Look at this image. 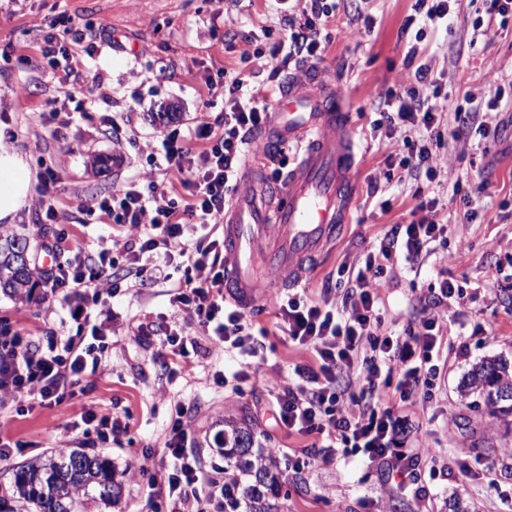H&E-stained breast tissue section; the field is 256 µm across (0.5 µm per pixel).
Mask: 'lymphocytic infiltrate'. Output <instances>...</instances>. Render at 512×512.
<instances>
[{"label": "lymphocytic infiltrate", "mask_w": 512, "mask_h": 512, "mask_svg": "<svg viewBox=\"0 0 512 512\" xmlns=\"http://www.w3.org/2000/svg\"><path fill=\"white\" fill-rule=\"evenodd\" d=\"M338 7V0H304L297 11L287 0H272L281 15L280 29H266L271 39L267 50L241 57L242 63L268 67L266 90H247L242 78H233L224 87V111L214 121H201L183 142L162 140L164 179L143 173L99 202L100 212L113 223L129 225L133 238H113L111 246L93 256L70 249L64 233L46 243L56 260L42 271L44 285L50 296L67 303L75 332L50 338L37 349L29 337L0 335V411L58 406L93 384L98 369L93 340L102 334L98 320L117 285L116 252L124 254L136 275L169 284L175 315L199 325L210 351L257 355L262 343L243 306L224 296V239L216 230L238 189L252 136L268 124L281 97L282 73L301 63H323L321 30ZM410 82L405 92L390 89L379 95L371 124L374 136L406 146L407 155L392 153L384 160L387 168L401 169L403 180L434 181L437 152L446 137L495 139L502 91L488 98L482 113L456 105L446 134L437 110L440 89L430 67L419 65ZM177 184L189 193L182 205L172 196ZM416 210L418 219L392 225L363 261L339 267L336 295L316 303L292 288L276 299L278 331L313 351L318 361L314 367L296 365L288 386L269 391L277 425L311 440L289 456L294 472L312 469L321 456L355 457L384 468L414 496L424 491L418 482L422 455L405 447L407 421L399 410L413 396L432 401L433 381L440 373L433 354L443 342L449 309L460 303L461 288L454 280H441L417 325L401 334L383 332L377 292L381 278L399 264L416 262L448 232L438 198L421 199ZM175 256L183 259L185 271L174 282L167 267ZM388 388L394 397H384ZM185 415L184 406L175 405L162 450L168 467L148 499L150 512H238L235 476L227 470L214 476L188 453Z\"/></svg>", "instance_id": "1"}]
</instances>
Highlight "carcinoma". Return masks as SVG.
<instances>
[{"instance_id": "1", "label": "carcinoma", "mask_w": 512, "mask_h": 512, "mask_svg": "<svg viewBox=\"0 0 512 512\" xmlns=\"http://www.w3.org/2000/svg\"><path fill=\"white\" fill-rule=\"evenodd\" d=\"M29 239L16 232L0 235V292L18 302H30L36 286L26 263ZM476 393L495 414L512 415V364L501 357L475 364L460 386ZM224 456L233 460L235 471L250 479L247 494L250 512H269L267 497L279 484L275 465L252 448L250 432L234 427L224 432ZM122 482L112 464L98 454L73 450L68 454L39 457L18 467L13 493L19 506L32 512H86L88 504L112 505L120 498Z\"/></svg>"}]
</instances>
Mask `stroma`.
Wrapping results in <instances>:
<instances>
[{"mask_svg": "<svg viewBox=\"0 0 512 512\" xmlns=\"http://www.w3.org/2000/svg\"><path fill=\"white\" fill-rule=\"evenodd\" d=\"M485 9L483 0H459L449 22L427 27L419 41L409 23L417 15L416 0H343L335 23L325 28L322 68L348 89L359 166L351 222L308 274V295L322 299L325 288L335 287L341 264L375 250L390 225L409 223L419 189L440 197L447 243L423 264L400 266L394 278H383L378 293L384 328L403 332L418 311L416 290L445 278L463 286L464 308L448 318L440 354L446 365L433 382L432 402L415 398L403 409L414 444L437 455L436 463L419 467L426 498L390 487L380 472L358 460L321 459L304 474L284 471L269 498L271 512H448L454 496L471 512H499L501 499L512 496V416L470 407L460 391L466 373L481 360L512 362V112L499 114L498 139L486 150L449 141L433 184L386 182L384 159L398 147L371 135L373 101L408 74L412 63L429 64L441 75L446 97L438 109L447 121L465 92L474 93L478 107L498 89L512 96V22L473 37L472 25ZM34 16L58 19L75 34L68 44L70 71L44 74V40L30 28ZM367 16L374 20L369 29ZM278 25L263 0H0V137L27 160L33 180L50 168L60 186L57 223H46L35 192L12 224L30 239L31 268L41 270L42 244L59 229L70 228V246L90 253L121 234V227L103 221L95 203L161 164L159 139H184L202 116L223 113L224 99L209 91L207 78L220 81L240 72L248 85L265 84L266 69L241 71L240 55L265 47V28ZM101 26L112 40L96 38ZM171 107L174 120L155 121V113ZM116 126L124 132L118 144L112 141ZM97 156L109 157L108 170L92 168ZM482 181L488 188L475 216L459 223L462 204L454 185L466 190ZM382 199L390 200V211L381 210ZM447 251L454 255L449 264L441 260ZM497 265L499 285L486 289L487 273ZM276 294L261 288L249 312L255 327L267 331L263 360L236 392L230 382L248 357L201 349L186 359L190 377L172 375L155 336L145 333L171 312L166 286L134 277L120 281L108 301L111 315L104 321L95 383L59 406L0 414V439L16 445L9 459H0V495L10 493L18 466L45 453L79 449L108 458L124 485L118 503L91 512H145L165 467L160 450L178 403L187 409L193 451L205 466L224 465L215 436L230 421L248 428L257 448L274 445L288 455L306 446L305 438L276 426L268 407L269 388L287 386L295 365L314 360L312 351L291 345L277 330ZM69 320L66 303L47 297L44 286L35 288L27 304L0 295L1 328L34 337L60 335ZM86 409L122 417L128 426L122 447L100 441L82 425L79 415ZM143 455L153 456V469L130 478L129 459ZM488 465L491 477L475 479Z\"/></svg>", "mask_w": 512, "mask_h": 512, "instance_id": "1", "label": "stroma"}]
</instances>
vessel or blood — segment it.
Here are the masks:
<instances>
[{"instance_id":"obj_1","label":"vessel or blood","mask_w":512,"mask_h":512,"mask_svg":"<svg viewBox=\"0 0 512 512\" xmlns=\"http://www.w3.org/2000/svg\"><path fill=\"white\" fill-rule=\"evenodd\" d=\"M346 99L344 85L321 68L307 66L289 77L272 130L304 150L281 184L249 182L224 216V288L239 303L254 306L263 283L283 287L301 280L333 244L339 226L349 223L356 158ZM259 230L276 239L261 267L251 251Z\"/></svg>"}]
</instances>
